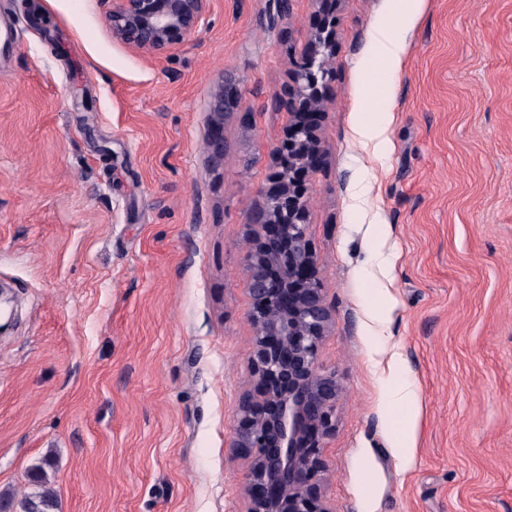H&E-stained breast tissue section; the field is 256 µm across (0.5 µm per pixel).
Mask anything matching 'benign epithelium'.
Segmentation results:
<instances>
[{
  "instance_id": "1",
  "label": "benign epithelium",
  "mask_w": 512,
  "mask_h": 512,
  "mask_svg": "<svg viewBox=\"0 0 512 512\" xmlns=\"http://www.w3.org/2000/svg\"><path fill=\"white\" fill-rule=\"evenodd\" d=\"M315 2L321 22L307 34L305 55L279 97L288 125L271 150L274 170L263 203L248 216L244 270L257 388L238 398L231 444L248 456L245 512H333L323 489V450L341 387L319 365L333 318L309 236L307 177L323 161L316 117L332 80L335 0ZM207 7L208 0H112L108 24L114 40L161 58L199 28ZM240 103L238 93L222 87L210 97L206 144L213 170L224 164V112Z\"/></svg>"
}]
</instances>
